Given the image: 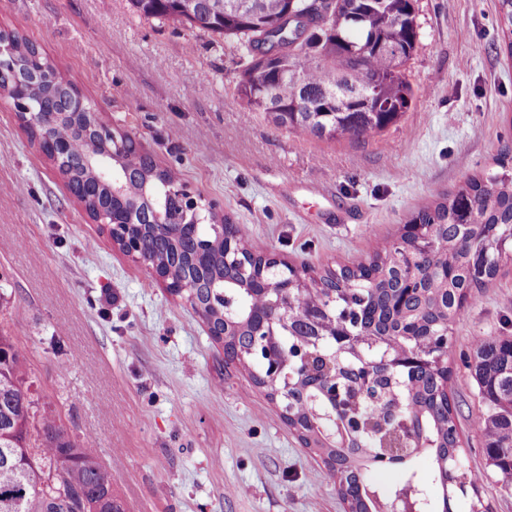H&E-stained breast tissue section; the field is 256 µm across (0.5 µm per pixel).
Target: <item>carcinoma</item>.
I'll list each match as a JSON object with an SVG mask.
<instances>
[{
    "label": "carcinoma",
    "instance_id": "obj_1",
    "mask_svg": "<svg viewBox=\"0 0 512 512\" xmlns=\"http://www.w3.org/2000/svg\"><path fill=\"white\" fill-rule=\"evenodd\" d=\"M146 18L171 19L233 39L242 51L237 94L250 112L298 137L359 139L396 123L410 107L412 87L407 64L416 51L418 24L413 0H337L331 32L284 23L316 0H130ZM502 48L512 57V0H498ZM10 50L3 64V89L21 101L16 112L38 113L32 137L74 192L90 217H110L140 234L138 256L173 279L191 276L202 318L214 339L232 358L266 332L257 322L273 320L276 340H288L294 397L290 426L301 428L311 445L345 475L337 494L350 512H374L368 474L384 445L375 429L394 415L413 424L411 454H430L442 480L448 463L461 458L456 407L442 387L450 370L434 356L442 343L438 332L452 327L477 304L482 290L496 279L500 260L512 248V175L505 172L509 153L496 164L501 173L474 176L450 193H440L399 228L397 236L368 259L327 269L318 276L304 269L288 278L295 287L288 308L297 315L334 294L322 335L352 333L353 342L338 350V369L305 371L302 357L324 341L318 336L286 332L271 305L272 295L249 276L254 263L247 234L211 203L197 210L182 198L176 173L140 153L130 136L123 149L89 129L87 102L74 83L27 36L5 31ZM380 80V94L399 100L401 108L374 111L341 90H360ZM64 148H56L58 142ZM163 227H152L155 214ZM190 224L211 235L212 257L201 269L192 265L195 238ZM222 224L236 237L246 265L224 262V240L213 234ZM228 338H222V333ZM468 364L477 386L476 423L487 464L512 479V336L474 337ZM24 354L0 333V512H122L112 498V476L92 461L78 442L61 437L62 425L41 419L44 439L31 443L32 400L23 388ZM70 465L58 473L62 455ZM470 512H488L479 488L485 470L466 471Z\"/></svg>",
    "mask_w": 512,
    "mask_h": 512
}]
</instances>
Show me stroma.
Returning a JSON list of instances; mask_svg holds the SVG:
<instances>
[{"label": "stroma", "instance_id": "stroma-1", "mask_svg": "<svg viewBox=\"0 0 512 512\" xmlns=\"http://www.w3.org/2000/svg\"><path fill=\"white\" fill-rule=\"evenodd\" d=\"M414 97L361 139L298 137L246 111L234 42L137 14L129 0H0L34 41L192 196L245 225L256 251L315 272L372 254L439 192L512 149V60L497 0H415ZM0 332L22 348L36 417L61 422L112 475L123 512H344L336 479L200 316L115 246L0 100ZM512 335V257L453 326L448 392L467 468L485 466L471 339ZM415 474L441 512L434 460Z\"/></svg>", "mask_w": 512, "mask_h": 512}]
</instances>
